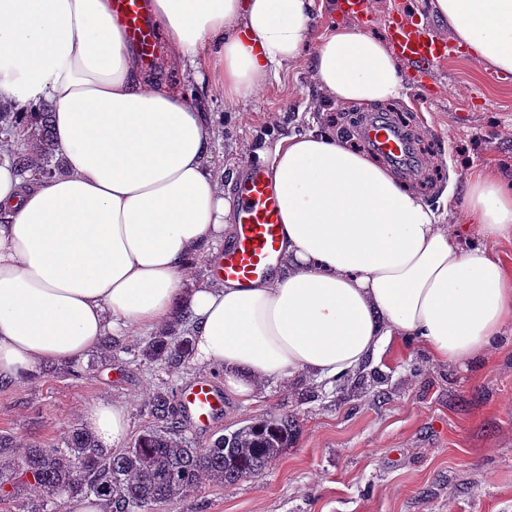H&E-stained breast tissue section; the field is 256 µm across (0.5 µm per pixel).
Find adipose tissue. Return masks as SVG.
Instances as JSON below:
<instances>
[{"mask_svg": "<svg viewBox=\"0 0 512 512\" xmlns=\"http://www.w3.org/2000/svg\"><path fill=\"white\" fill-rule=\"evenodd\" d=\"M456 43L512 75V0H429ZM170 63L203 69L226 105L255 97L284 64L306 66L334 103L402 98L397 58L355 26L320 24L316 0H149ZM0 99L55 104L61 174L24 181L0 161V381L85 361L108 337L192 318L194 358L224 370L249 403L271 382L331 381L417 337L437 363L497 350L512 325V271L488 248L512 238V182L473 173L457 221L390 169L326 132L263 151L277 192L284 261L243 287L217 267L234 237L210 162L215 120L147 72L112 0H0ZM478 245L463 247L460 225ZM100 443L128 434L122 402L84 414Z\"/></svg>", "mask_w": 512, "mask_h": 512, "instance_id": "ef3b65f1", "label": "adipose tissue"}]
</instances>
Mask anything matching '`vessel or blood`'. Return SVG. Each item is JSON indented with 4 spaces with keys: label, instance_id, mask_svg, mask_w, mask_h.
<instances>
[{
    "label": "vessel or blood",
    "instance_id": "1",
    "mask_svg": "<svg viewBox=\"0 0 512 512\" xmlns=\"http://www.w3.org/2000/svg\"><path fill=\"white\" fill-rule=\"evenodd\" d=\"M371 5L372 0H335L337 13L356 20L367 18L372 12ZM112 8L144 64L153 65L160 40L149 18L146 0H112ZM387 27L394 53L413 73H434L451 55L449 45L427 25L409 21L402 14L390 16ZM367 135L382 156L393 160L406 156V140L389 125L374 124L368 128ZM235 191L238 231L220 258L221 276L224 281L250 286L271 277L277 270L282 225L266 170L248 169L237 181ZM177 404L191 427L203 429L223 413L224 394L202 378L179 390Z\"/></svg>",
    "mask_w": 512,
    "mask_h": 512
}]
</instances>
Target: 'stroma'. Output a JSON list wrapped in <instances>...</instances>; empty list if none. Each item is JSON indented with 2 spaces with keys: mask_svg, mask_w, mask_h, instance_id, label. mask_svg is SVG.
Instances as JSON below:
<instances>
[{
  "mask_svg": "<svg viewBox=\"0 0 512 512\" xmlns=\"http://www.w3.org/2000/svg\"><path fill=\"white\" fill-rule=\"evenodd\" d=\"M373 2L376 20L364 27L369 35L386 38L383 17L402 10L450 36L427 0ZM402 79L405 97L395 106L411 115L424 145L414 148L413 169L398 172V179L410 184L439 167L437 181L422 193L434 207L456 204L475 168L491 167L512 181V79L460 48L434 83L407 72ZM204 105L219 117L213 164L240 170L259 164V149L282 135L355 129L345 106L329 101L307 71L288 66L256 98L230 107L209 93ZM148 338L131 334L120 339L119 351L95 352L76 377L48 364L35 376L0 383V433L23 447L59 448L84 409L119 399L133 439L152 424L160 389L175 392L202 377L223 386V372L195 361L172 373L142 360L136 349ZM372 367L383 376L384 397L346 398L324 381L303 401L298 387L272 385L250 404L226 400L209 429L184 427L200 447L271 417L293 419L296 434L261 475L205 484L150 512H512V343L492 360L461 368L431 362L417 339L401 337Z\"/></svg>",
  "mask_w": 512,
  "mask_h": 512,
  "instance_id": "obj_1",
  "label": "stroma"
}]
</instances>
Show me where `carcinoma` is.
I'll use <instances>...</instances> for the list:
<instances>
[{
  "instance_id": "1",
  "label": "carcinoma",
  "mask_w": 512,
  "mask_h": 512,
  "mask_svg": "<svg viewBox=\"0 0 512 512\" xmlns=\"http://www.w3.org/2000/svg\"><path fill=\"white\" fill-rule=\"evenodd\" d=\"M54 105L42 104L30 122L13 125L0 108V133L13 143L10 161L22 176L49 178L62 171L52 130ZM149 362L181 369L192 357L191 342L170 331L150 340L141 350ZM381 383L376 374L358 372L339 384V393H363ZM156 425L120 452L99 447L94 434L76 425L62 448H29L14 454L11 437L0 434V489L25 485L40 498L24 512H56L63 499L95 496L108 501L109 512H147L158 503L182 500L204 483L231 484L260 475L283 456L293 438L292 422L274 417L243 425L198 448L182 436L183 424L168 392L156 394L151 409Z\"/></svg>"
}]
</instances>
